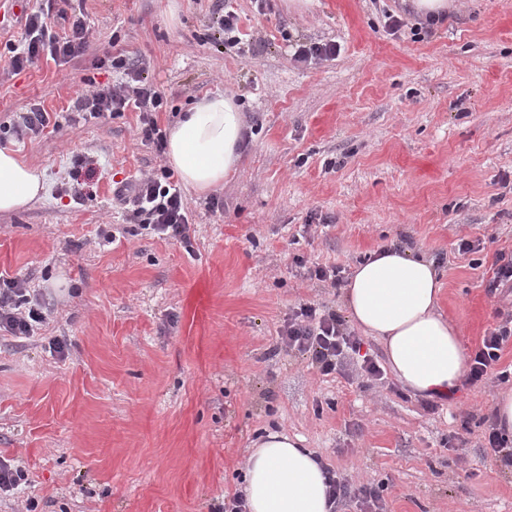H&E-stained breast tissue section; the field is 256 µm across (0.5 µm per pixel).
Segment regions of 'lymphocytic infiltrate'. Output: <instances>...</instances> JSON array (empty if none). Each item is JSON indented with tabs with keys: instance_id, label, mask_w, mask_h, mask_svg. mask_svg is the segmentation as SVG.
Returning a JSON list of instances; mask_svg holds the SVG:
<instances>
[{
	"instance_id": "f902f5d3",
	"label": "lymphocytic infiltrate",
	"mask_w": 512,
	"mask_h": 512,
	"mask_svg": "<svg viewBox=\"0 0 512 512\" xmlns=\"http://www.w3.org/2000/svg\"><path fill=\"white\" fill-rule=\"evenodd\" d=\"M67 0H41L37 10L27 13L25 36L19 52L12 57L13 72L34 65L42 54L52 58L71 59L82 54L88 44L90 25L84 15L72 17L68 31L59 33L49 27L45 13L56 10L66 15ZM113 68L123 70L126 80L117 86L91 85L78 96L75 109L99 119L134 107L141 112L140 134L143 140L160 145L164 134L154 115L162 111L165 99L154 86L143 83L145 61L130 62L119 55L112 59ZM115 199L126 206L128 221L151 233L189 244V217L180 190L169 171L148 174L134 183L116 188ZM47 305L30 295L26 282L20 278L0 276V331L17 337H29L46 319ZM512 342V313L503 315L498 324L482 339L470 359L469 383L492 379L512 385V370L498 369L503 348ZM281 343L288 351L309 355L318 370L332 374L343 366L350 354L359 353L362 340L336 314L312 304L300 305L284 325Z\"/></svg>"
}]
</instances>
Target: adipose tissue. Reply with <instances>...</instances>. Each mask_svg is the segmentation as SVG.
<instances>
[{"mask_svg": "<svg viewBox=\"0 0 512 512\" xmlns=\"http://www.w3.org/2000/svg\"><path fill=\"white\" fill-rule=\"evenodd\" d=\"M242 139L239 105L217 91L200 97L171 127L166 155L183 185L203 193L235 171ZM45 193L36 170L0 148V212L22 210ZM440 293L434 261L394 245L358 264L344 288L350 318L381 341L396 381L427 399L453 396L468 370L459 328L439 309ZM242 492L248 512H332L315 451L283 432L255 442Z\"/></svg>", "mask_w": 512, "mask_h": 512, "instance_id": "adipose-tissue-1", "label": "adipose tissue"}]
</instances>
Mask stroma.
I'll list each match as a JSON object with an SVG mask.
<instances>
[{"instance_id":"35a3bbf8","label":"stroma","mask_w":512,"mask_h":512,"mask_svg":"<svg viewBox=\"0 0 512 512\" xmlns=\"http://www.w3.org/2000/svg\"><path fill=\"white\" fill-rule=\"evenodd\" d=\"M69 11L92 35L65 62L13 73L23 24L0 32V148L47 185L0 213V274L51 308L34 336L0 331V461L27 477L0 494V512L30 500L36 512H221L268 429L379 487L386 512H512V469L479 442L501 385L462 384L433 412L393 374L324 375L279 348L300 305L344 311L340 289L310 270L353 269L390 243L435 260L441 310L467 350L494 327L507 303L488 283L497 252H512V0H448L428 33L403 0H70ZM311 43L340 51L296 62ZM114 48L149 61L167 100L161 130L207 92L242 105L236 172L183 193L190 244L127 223L112 202L118 182L168 165L141 140L140 112L73 109L86 79L121 83ZM34 105L58 125L16 139L15 113ZM85 156L95 172L77 202L67 188ZM463 237L485 251L459 253Z\"/></svg>"}]
</instances>
